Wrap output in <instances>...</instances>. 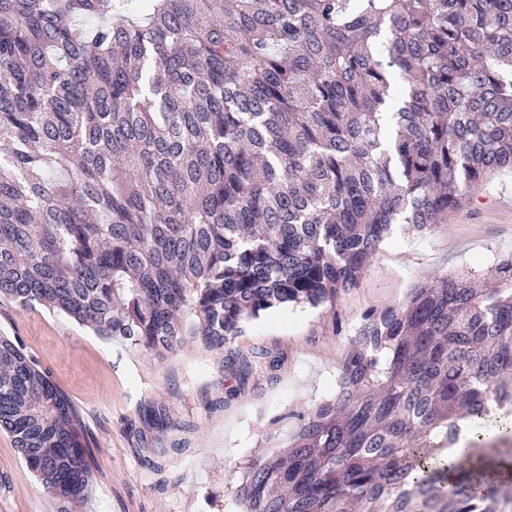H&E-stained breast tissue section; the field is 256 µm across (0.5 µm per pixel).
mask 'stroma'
I'll return each mask as SVG.
<instances>
[{
  "label": "stroma",
  "instance_id": "35a3bbf8",
  "mask_svg": "<svg viewBox=\"0 0 512 512\" xmlns=\"http://www.w3.org/2000/svg\"><path fill=\"white\" fill-rule=\"evenodd\" d=\"M512 256V171L494 175L447 223L420 234L393 225L354 288L335 305L283 306L248 324L236 348L279 353L245 380L225 369V351L186 340L166 358L123 339L105 340L63 314L0 299V334L18 337L81 409L94 443L77 512H238L232 491L248 459L287 415L334 396L340 359L369 308L402 302L437 274L486 272ZM173 426L153 427L149 408ZM0 512H59L0 433Z\"/></svg>",
  "mask_w": 512,
  "mask_h": 512
}]
</instances>
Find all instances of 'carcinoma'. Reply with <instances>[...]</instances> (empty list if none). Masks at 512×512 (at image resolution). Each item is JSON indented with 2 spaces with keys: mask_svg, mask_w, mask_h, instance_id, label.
<instances>
[{
  "mask_svg": "<svg viewBox=\"0 0 512 512\" xmlns=\"http://www.w3.org/2000/svg\"><path fill=\"white\" fill-rule=\"evenodd\" d=\"M507 169L512 0H0V296L161 359L335 304L392 225ZM492 272L366 311L335 397L245 463L246 512H512V256ZM0 431L73 512L91 437L6 336Z\"/></svg>",
  "mask_w": 512,
  "mask_h": 512,
  "instance_id": "1",
  "label": "carcinoma"
}]
</instances>
